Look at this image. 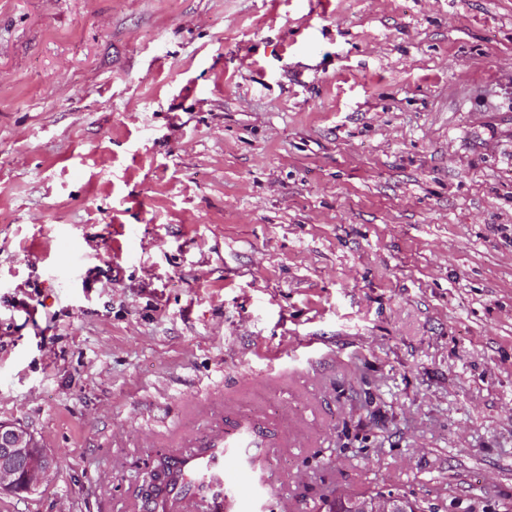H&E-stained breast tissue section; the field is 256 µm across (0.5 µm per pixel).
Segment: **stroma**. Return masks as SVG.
Returning <instances> with one entry per match:
<instances>
[{
	"label": "stroma",
	"mask_w": 512,
	"mask_h": 512,
	"mask_svg": "<svg viewBox=\"0 0 512 512\" xmlns=\"http://www.w3.org/2000/svg\"><path fill=\"white\" fill-rule=\"evenodd\" d=\"M0 512L512 505V0H0ZM32 433L13 423L0 421V492L33 493L56 464L45 449L36 451ZM254 428L239 426L237 429L224 433L219 441L213 442L211 448H255ZM178 459V468L171 485L174 500L173 504H178L181 501L178 495L182 493L181 487L183 480L188 473H203L205 477L209 478L211 481H215L218 487H220V473L222 472L224 474V460L219 462V456L217 454L215 456L210 455L209 457L183 456ZM354 494L369 495L370 497H377L384 494L387 495L375 498L373 500L353 498L351 500L349 512H409L404 500L392 496L395 495L398 497L407 498L408 496L405 492H399L398 490H388L385 492L381 489H366L364 491L347 493L346 498Z\"/></svg>",
	"instance_id": "obj_1"
}]
</instances>
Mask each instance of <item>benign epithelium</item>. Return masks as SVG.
I'll list each match as a JSON object with an SVG mask.
<instances>
[{
    "mask_svg": "<svg viewBox=\"0 0 512 512\" xmlns=\"http://www.w3.org/2000/svg\"><path fill=\"white\" fill-rule=\"evenodd\" d=\"M56 464L28 430L0 421V492L33 493ZM350 512H409L404 500L382 496L373 500L354 498Z\"/></svg>",
    "mask_w": 512,
    "mask_h": 512,
    "instance_id": "benign-epithelium-1",
    "label": "benign epithelium"
}]
</instances>
